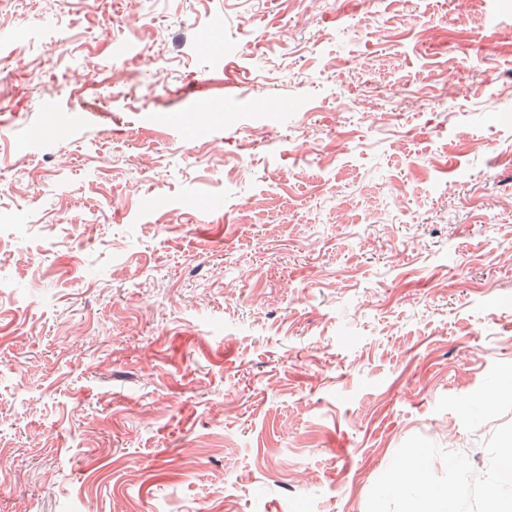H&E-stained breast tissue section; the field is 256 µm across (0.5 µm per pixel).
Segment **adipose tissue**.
I'll list each match as a JSON object with an SVG mask.
<instances>
[{
    "label": "adipose tissue",
    "mask_w": 512,
    "mask_h": 512,
    "mask_svg": "<svg viewBox=\"0 0 512 512\" xmlns=\"http://www.w3.org/2000/svg\"><path fill=\"white\" fill-rule=\"evenodd\" d=\"M389 493L401 498L404 512H455L454 490L428 482L421 462L403 461L388 477ZM485 512H512V437H507L489 473L486 486Z\"/></svg>",
    "instance_id": "ef3b65f1"
}]
</instances>
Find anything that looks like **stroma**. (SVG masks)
Returning <instances> with one entry per match:
<instances>
[{"label":"stroma","instance_id":"1","mask_svg":"<svg viewBox=\"0 0 512 512\" xmlns=\"http://www.w3.org/2000/svg\"><path fill=\"white\" fill-rule=\"evenodd\" d=\"M7 55L0 512H401L413 453L467 498L512 433V0H0ZM204 112H225L224 102L220 100L208 99L202 101L198 106L190 112L180 114L178 116L171 115L166 112H157L153 116V121L163 127L188 126L192 121L196 120L199 114Z\"/></svg>","mask_w":512,"mask_h":512}]
</instances>
